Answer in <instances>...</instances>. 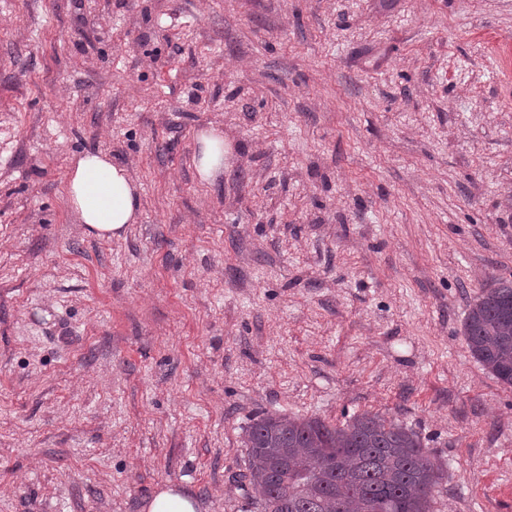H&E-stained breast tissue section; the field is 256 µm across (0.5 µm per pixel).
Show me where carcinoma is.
Here are the masks:
<instances>
[{
    "label": "carcinoma",
    "instance_id": "1",
    "mask_svg": "<svg viewBox=\"0 0 512 512\" xmlns=\"http://www.w3.org/2000/svg\"><path fill=\"white\" fill-rule=\"evenodd\" d=\"M463 335L473 358L512 386V281L476 296ZM243 445L258 512H432L444 478L418 433L370 412L340 425L264 412Z\"/></svg>",
    "mask_w": 512,
    "mask_h": 512
}]
</instances>
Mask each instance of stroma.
Masks as SVG:
<instances>
[{"label":"stroma","instance_id":"1","mask_svg":"<svg viewBox=\"0 0 512 512\" xmlns=\"http://www.w3.org/2000/svg\"><path fill=\"white\" fill-rule=\"evenodd\" d=\"M512 0H0V512H256L262 412L413 429L434 512H512ZM224 171L195 177L198 130ZM141 186L87 236L71 157ZM198 148L194 156L196 176L201 183H211L224 171V131L210 126L196 135ZM469 307L462 330L471 355L512 386V281H494ZM146 512H195L193 498L177 487H164L145 504Z\"/></svg>","mask_w":512,"mask_h":512}]
</instances>
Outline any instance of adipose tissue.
<instances>
[{
    "label": "adipose tissue",
    "mask_w": 512,
    "mask_h": 512,
    "mask_svg": "<svg viewBox=\"0 0 512 512\" xmlns=\"http://www.w3.org/2000/svg\"><path fill=\"white\" fill-rule=\"evenodd\" d=\"M196 141V176L200 182H213L224 170V132L212 126L200 130ZM66 192L79 223L93 237H122L127 226L139 220L140 186L105 152H85L72 160Z\"/></svg>",
    "instance_id": "adipose-tissue-1"
}]
</instances>
